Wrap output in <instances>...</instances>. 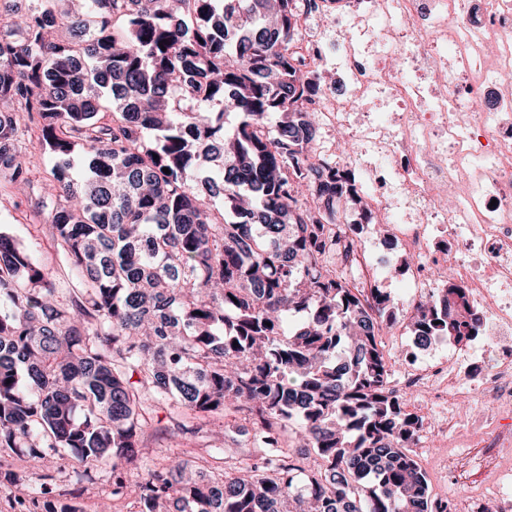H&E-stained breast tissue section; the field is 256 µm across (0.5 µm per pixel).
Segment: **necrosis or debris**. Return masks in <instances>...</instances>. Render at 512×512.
I'll use <instances>...</instances> for the list:
<instances>
[{"instance_id": "4bbe7bcc", "label": "necrosis or debris", "mask_w": 512, "mask_h": 512, "mask_svg": "<svg viewBox=\"0 0 512 512\" xmlns=\"http://www.w3.org/2000/svg\"><path fill=\"white\" fill-rule=\"evenodd\" d=\"M296 59L339 86L313 107L343 132L333 155L372 224L338 227L337 270L364 297L399 268L391 296L410 327L433 274L449 265L482 332L458 344L404 335L403 372L387 388L436 438L463 433L447 465L475 461L485 480L456 487L448 512H512V0H343L332 42L309 29Z\"/></svg>"}]
</instances>
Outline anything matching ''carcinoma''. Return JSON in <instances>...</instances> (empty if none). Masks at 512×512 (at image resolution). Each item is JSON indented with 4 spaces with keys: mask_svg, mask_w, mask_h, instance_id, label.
<instances>
[{
    "mask_svg": "<svg viewBox=\"0 0 512 512\" xmlns=\"http://www.w3.org/2000/svg\"><path fill=\"white\" fill-rule=\"evenodd\" d=\"M34 2L0 30V101L24 106L0 112V175L31 184L35 124L56 160L38 205L77 286L62 305L0 231V452L110 469L106 509L133 486L134 512H436L385 386L395 306L376 288L369 313L334 269L333 226L367 210L336 162L308 163L321 84L293 64L298 0ZM417 311L423 339L481 329L456 283ZM160 407L240 415L252 462L130 484ZM0 485L20 512H82L46 474L0 462Z\"/></svg>",
    "mask_w": 512,
    "mask_h": 512,
    "instance_id": "cac0c4a2",
    "label": "carcinoma"
}]
</instances>
